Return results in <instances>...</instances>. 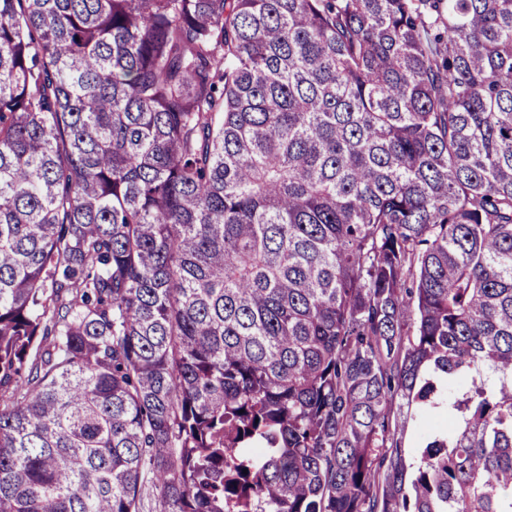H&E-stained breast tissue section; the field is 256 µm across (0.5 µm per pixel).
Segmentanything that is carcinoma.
<instances>
[{
  "label": "carcinoma",
  "mask_w": 512,
  "mask_h": 512,
  "mask_svg": "<svg viewBox=\"0 0 512 512\" xmlns=\"http://www.w3.org/2000/svg\"><path fill=\"white\" fill-rule=\"evenodd\" d=\"M512 512V0H0V512Z\"/></svg>",
  "instance_id": "obj_1"
}]
</instances>
